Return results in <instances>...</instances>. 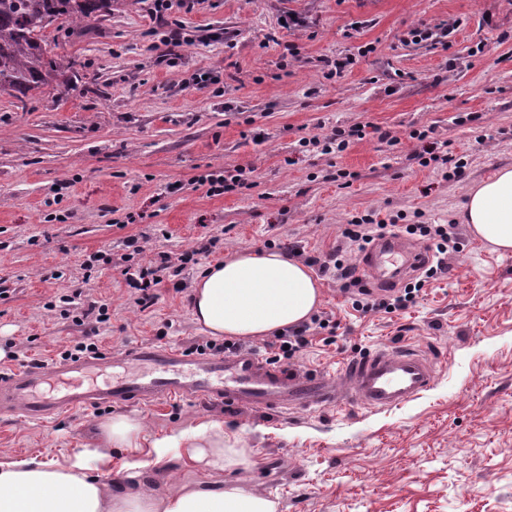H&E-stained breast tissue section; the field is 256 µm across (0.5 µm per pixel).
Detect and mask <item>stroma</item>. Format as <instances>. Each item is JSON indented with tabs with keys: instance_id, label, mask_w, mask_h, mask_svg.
I'll return each instance as SVG.
<instances>
[{
	"instance_id": "35a3bbf8",
	"label": "stroma",
	"mask_w": 512,
	"mask_h": 512,
	"mask_svg": "<svg viewBox=\"0 0 512 512\" xmlns=\"http://www.w3.org/2000/svg\"><path fill=\"white\" fill-rule=\"evenodd\" d=\"M149 7L122 0L85 28H61L55 52L72 68L21 101L0 92V346L22 352L1 356L0 370L59 358L90 327L104 354L205 342L188 285L214 260L269 240L321 258L341 224L369 211L454 221L461 252L408 308L361 314L320 277L332 325L287 362L336 379L363 353L412 347L436 377L409 403L240 411L178 399L125 412L150 436L219 421L252 450L250 468L210 475L170 449L144 471L158 494L234 481L277 512H512V253L462 221L470 187L512 167V0H200L169 13L185 37L173 66ZM290 13L302 25L283 27ZM421 26L432 38L413 41ZM341 56L352 64L328 77L324 59ZM208 71L220 85L193 84ZM359 124L370 133L344 152L300 144ZM423 129L463 161L460 177L411 161V134ZM385 131L397 145L379 141ZM236 168L249 187L210 196L195 183ZM132 237L144 248L135 267L199 251L146 309L118 267ZM98 251L110 261L85 268ZM69 294L75 302L62 303ZM103 304L110 319L100 324ZM114 413L100 406L43 423L0 414V457L63 460L95 444Z\"/></svg>"
}]
</instances>
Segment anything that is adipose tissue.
I'll use <instances>...</instances> for the list:
<instances>
[{
  "mask_svg": "<svg viewBox=\"0 0 512 512\" xmlns=\"http://www.w3.org/2000/svg\"><path fill=\"white\" fill-rule=\"evenodd\" d=\"M463 218L496 250L512 251V167L470 188ZM190 297L193 318L206 334L262 339L309 320L321 290L305 263L277 250L245 249L201 271ZM100 436L98 447L74 449L62 464L38 456L0 460V512H276L274 501L231 482L208 489L184 484L163 495L139 483L145 445L158 463L169 449L185 446L210 472L250 466V449L227 435L223 423H193L150 439L139 419L116 415L102 424ZM116 448L129 454L132 481L120 492L92 473L93 464L108 461Z\"/></svg>",
  "mask_w": 512,
  "mask_h": 512,
  "instance_id": "1",
  "label": "adipose tissue"
}]
</instances>
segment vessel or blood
Listing matches in <instances>:
<instances>
[{"label":"vessel or blood","instance_id":"1","mask_svg":"<svg viewBox=\"0 0 512 512\" xmlns=\"http://www.w3.org/2000/svg\"><path fill=\"white\" fill-rule=\"evenodd\" d=\"M425 260L401 236L378 240L362 257L374 285L385 286ZM116 365L144 368L141 376L98 381ZM341 382L303 376L238 346L224 353L140 343L113 356L54 359L0 372V413L24 419H53L99 406H151L177 398L221 403L235 409H308L349 402L371 410L399 406L427 391L432 362L413 348L367 352L345 363Z\"/></svg>","mask_w":512,"mask_h":512}]
</instances>
